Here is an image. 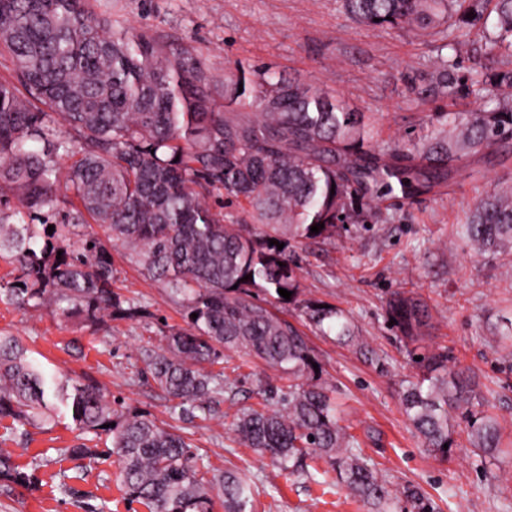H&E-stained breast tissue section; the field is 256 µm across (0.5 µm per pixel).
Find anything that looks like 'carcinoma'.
Masks as SVG:
<instances>
[{
  "mask_svg": "<svg viewBox=\"0 0 512 512\" xmlns=\"http://www.w3.org/2000/svg\"><path fill=\"white\" fill-rule=\"evenodd\" d=\"M342 2L367 26L436 31L454 54L440 58L430 88L412 93L470 98L474 108L438 113L418 142L380 146L364 113L299 79L261 73L249 99L239 92L247 83L241 73L231 81L238 109L229 111L188 50L92 16L86 0H0V45L28 95L0 81V255L18 271L0 296L22 307L49 305L91 326L134 316L140 306L112 288V251L127 247L146 277L182 299L187 318L165 345L140 349L135 376L151 378L181 415L193 417L209 415L224 393V373L210 370L224 351L280 369L288 385L268 390L277 408H248L236 418L246 447L290 475L305 473L306 457L322 459L324 475L367 512H397L402 499L411 512H434L417 488H392L339 425L336 387L315 371L299 330L270 306L297 302L298 248L335 237L387 195L429 191L463 160L512 146V67L458 72L454 36L486 28L485 4L493 15L488 55L512 57V0ZM53 114L67 122V135L51 126ZM77 145L80 156L63 176L57 158L74 155ZM221 189L245 204L244 224L224 223V211L207 202ZM60 203L70 206L64 215ZM54 215L60 220L51 232ZM90 219L105 237L89 231ZM457 231L484 254L511 250L512 187L476 200ZM280 288L292 292L290 300ZM304 314L322 334L367 349L342 310L308 304ZM426 317V305L403 292L388 302L393 327L410 339ZM417 365L423 374L406 381L402 402L425 452L445 458L457 447L452 410L482 455L494 459L512 447L502 441L493 404L448 353L424 355ZM60 405L80 432L64 453L94 460L100 453L87 434L110 437L126 499L149 512H213L216 498L224 512H253L251 478L212 468L186 435L147 414L118 413L91 378H46L26 346L0 336V421L10 420L9 433L26 437L28 427L50 424ZM32 485L33 475L0 448V487Z\"/></svg>",
  "mask_w": 512,
  "mask_h": 512,
  "instance_id": "1",
  "label": "carcinoma"
}]
</instances>
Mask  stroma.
<instances>
[{"instance_id": "35a3bbf8", "label": "stroma", "mask_w": 512, "mask_h": 512, "mask_svg": "<svg viewBox=\"0 0 512 512\" xmlns=\"http://www.w3.org/2000/svg\"><path fill=\"white\" fill-rule=\"evenodd\" d=\"M91 8L189 46L208 65L219 100L231 71L301 78L365 113L382 144L417 137L429 115L447 107L446 100L422 101L410 90L436 67L432 32L365 26L345 13L340 0H91ZM510 185L512 153L495 154L468 160L446 187L381 203L365 223L300 250L299 302L275 309L304 334L323 379L337 387L341 425L393 487H419L434 512H512V456L488 459L465 443L447 458L430 456L402 404L403 382L420 373L412 352L444 348L458 367L474 373L479 390H495L494 413L505 437H512V349L496 343L501 317L512 314V254L479 255L456 232L477 198ZM113 260L115 288L145 315L94 328L1 297L0 334L22 341L45 375L91 376L119 412H147L165 428L192 433L196 452L215 468L256 482L254 512H365L344 486L325 485L323 462L288 476L238 441L237 414L259 405L261 383L287 384L286 373L229 353L226 392L215 417L191 421L179 418L153 382L131 380L129 367L140 347L161 344L170 327L184 326V309L124 250L114 251ZM396 291L412 292L428 306L417 341L403 338L387 321V301ZM306 302L342 309L362 340L388 359V371L310 325L302 311ZM76 436L63 413L48 429L34 430L28 442L9 441L0 427L14 462L39 479L35 491L0 494V512H148L126 499L120 467L108 455L109 439L98 442V464L62 455ZM62 482L67 491L59 490Z\"/></svg>"}]
</instances>
